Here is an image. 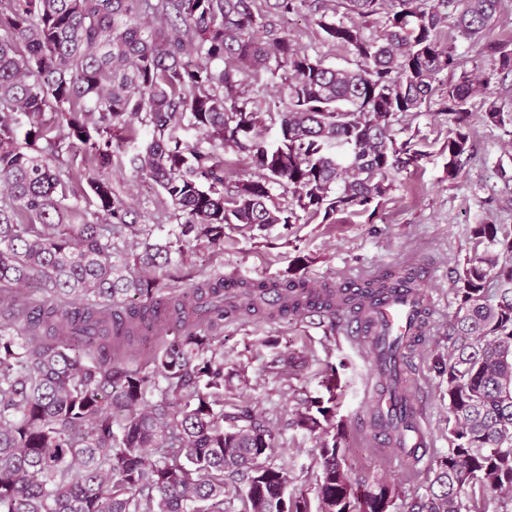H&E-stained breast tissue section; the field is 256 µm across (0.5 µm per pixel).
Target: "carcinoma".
Masks as SVG:
<instances>
[{"label": "carcinoma", "mask_w": 512, "mask_h": 512, "mask_svg": "<svg viewBox=\"0 0 512 512\" xmlns=\"http://www.w3.org/2000/svg\"><path fill=\"white\" fill-rule=\"evenodd\" d=\"M0 0V512H512V225L477 224L484 245L454 283L448 362V453L415 481L351 477L345 436L329 434L336 386L309 400L296 425L320 439L314 498L290 490L292 469L272 461L273 421L224 392V317L333 315L357 298L303 276L283 281L211 275L176 294L153 276L182 255L152 239L153 226L112 186V139L134 124L153 137L129 158L168 200L176 242L224 245V225L332 224L394 187L425 152L398 141V115L418 113L449 72L448 179L461 171L474 120L503 127L497 101L471 110L479 84L453 47L437 40L443 7L480 39L499 0H347L367 39L323 10L322 0ZM321 36L350 47L356 69L333 67L286 37L264 38L269 15L307 4ZM512 72V50L489 44ZM276 81V100L250 95L247 78ZM27 119L25 144L16 130ZM278 142L260 140L266 120ZM201 131L213 150L165 138ZM57 134L51 136V129ZM94 158L87 184L96 210L69 202L65 150ZM247 153L254 176L230 180L224 149ZM286 185L292 203L274 202ZM82 222L71 223L76 215ZM416 286L401 268L362 283Z\"/></svg>", "instance_id": "obj_1"}]
</instances>
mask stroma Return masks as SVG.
Wrapping results in <instances>:
<instances>
[{
	"label": "stroma",
	"instance_id": "1",
	"mask_svg": "<svg viewBox=\"0 0 512 512\" xmlns=\"http://www.w3.org/2000/svg\"><path fill=\"white\" fill-rule=\"evenodd\" d=\"M275 35L288 36L305 53L326 65L356 68L358 61L343 45L325 41L311 22L308 10L283 17L270 16ZM441 45L454 46L468 71L488 81L491 97L512 110V74H500L494 60L478 42L461 38L454 20L438 32ZM398 140L421 144L426 156L419 165L396 174L393 190L369 208L337 213L336 221L269 224L249 231L231 225L224 229V246L193 242L182 260L157 270L169 286L190 287L191 277L217 272L244 280H282L300 273L314 285L354 287L382 270L412 267L421 284L437 297V308L425 342L409 357L413 405L427 429L432 446L427 457L448 450L446 376L433 368L434 358L448 355V321L456 306L451 290L468 256L477 246L471 233L477 224H511L512 195L497 175L512 170V135L474 122L470 157L456 179H449L448 116L440 97H433L418 116L395 122ZM152 138L151 130L134 126L124 133L113 157L112 182L128 200L132 217L154 225V237L171 238L176 221L162 202L159 187L133 173L129 157ZM224 372L232 378L239 404L278 425L274 463L294 470L295 490L310 489L318 471L319 439L296 427L301 401L325 396L324 381L335 373L339 382L336 424L353 435L361 426L369 381L365 355L343 330L329 331L318 317L298 320L235 319L224 323ZM350 456L353 478L369 482L377 476L400 478L396 456L376 457L366 442L355 440Z\"/></svg>",
	"mask_w": 512,
	"mask_h": 512
}]
</instances>
